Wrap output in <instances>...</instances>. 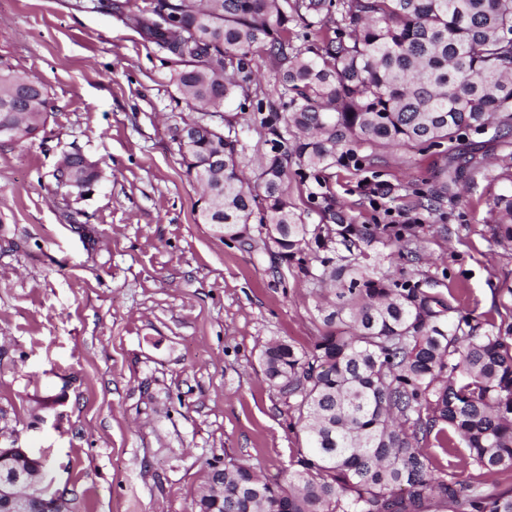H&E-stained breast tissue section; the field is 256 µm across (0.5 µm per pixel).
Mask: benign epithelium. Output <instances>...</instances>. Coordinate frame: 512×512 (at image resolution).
<instances>
[{"instance_id": "1", "label": "benign epithelium", "mask_w": 512, "mask_h": 512, "mask_svg": "<svg viewBox=\"0 0 512 512\" xmlns=\"http://www.w3.org/2000/svg\"><path fill=\"white\" fill-rule=\"evenodd\" d=\"M34 461L24 448H0V512H61L62 501L50 489L34 490Z\"/></svg>"}]
</instances>
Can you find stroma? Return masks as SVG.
I'll use <instances>...</instances> for the list:
<instances>
[{
	"label": "stroma",
	"instance_id": "obj_1",
	"mask_svg": "<svg viewBox=\"0 0 512 512\" xmlns=\"http://www.w3.org/2000/svg\"><path fill=\"white\" fill-rule=\"evenodd\" d=\"M100 0H0V60L43 81L49 116L34 139L0 142V442L45 457L71 512H194L209 464L231 456L271 476L305 442L295 400L269 386L263 347L310 348L326 292L311 275L243 250L197 220L200 190L176 130L197 114L169 82L172 62L133 17ZM240 166L270 149L262 113L280 106L269 68ZM101 162L89 196L57 188L70 154ZM328 180L358 224L415 228L412 257L383 262L464 312L512 322V242L491 209L512 190V134L455 203L421 193L444 148H380Z\"/></svg>",
	"mask_w": 512,
	"mask_h": 512
}]
</instances>
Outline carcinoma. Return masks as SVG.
Masks as SVG:
<instances>
[{
	"mask_svg": "<svg viewBox=\"0 0 512 512\" xmlns=\"http://www.w3.org/2000/svg\"><path fill=\"white\" fill-rule=\"evenodd\" d=\"M135 21L198 112L246 111L259 61L273 62L282 111L264 120L270 151L252 178L240 176L244 144L230 119L195 122L178 151L209 197L201 223L249 249L253 225L274 224L276 256L307 275L318 260L333 283L311 349L284 339L260 355L271 386L296 399L306 448L285 478L225 459L223 493H206L204 477L196 512H512V489L485 481L512 476V322L450 319L453 307L419 284L362 263L377 243L411 252L413 228L352 223L320 177L363 171L376 147L446 144L431 196L454 203L453 187L485 160L466 140L512 132V0H153ZM48 115L46 86L0 62V139L34 138ZM65 164L60 188L99 179L78 154ZM292 180L319 186L307 202L347 254L319 258L324 238L303 223ZM494 209L498 236L512 241V194ZM432 435L465 449L466 478L434 473L422 448Z\"/></svg>",
	"mask_w": 512,
	"mask_h": 512,
	"instance_id": "carcinoma-1",
	"label": "carcinoma"
}]
</instances>
